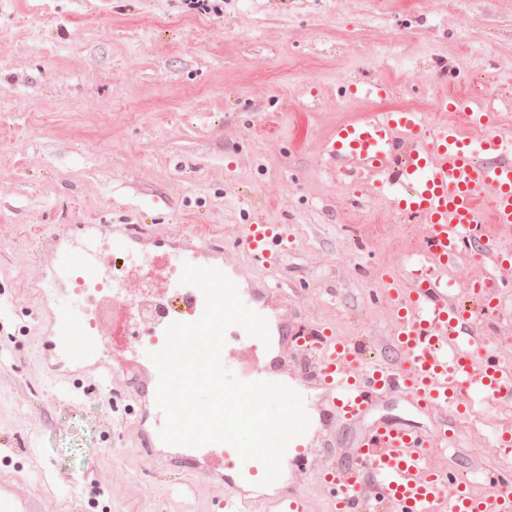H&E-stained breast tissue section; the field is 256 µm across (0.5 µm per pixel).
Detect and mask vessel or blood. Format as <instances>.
Segmentation results:
<instances>
[{
    "label": "vessel or blood",
    "instance_id": "1",
    "mask_svg": "<svg viewBox=\"0 0 512 512\" xmlns=\"http://www.w3.org/2000/svg\"><path fill=\"white\" fill-rule=\"evenodd\" d=\"M325 153L341 177L363 172L375 178L378 190L393 191L398 208L421 218L429 234L422 258L391 282L398 322L384 345L397 352L399 363L378 361L372 344L337 339L292 316L285 321L289 350L279 366L299 365L326 391L325 417L355 420L384 396L400 391L416 408L441 420L429 433L393 423L375 425L349 449L350 466L327 459L318 477L333 497L336 512H512L511 484L499 483L495 494L477 496L456 475L432 470L425 462L427 449L447 447L448 411L463 406V386L495 399H512V370L493 356H481L485 338L476 321L477 313L508 315L512 306L495 302L485 289L469 299L452 297L447 282L448 263L467 238L479 242L480 254L498 267L501 280L512 279V255L482 242L480 233L485 224L512 230V140L488 135L477 152L457 127L431 129L421 113L400 109L337 126ZM63 236L71 247L49 250L45 260L57 284L73 276L87 286L99 284L110 273L106 260L126 258L130 242L144 257L166 247L191 265L210 251L203 241L181 236L161 240L109 224L71 226ZM287 238V225L249 224L241 243L256 263L271 267ZM204 305L198 288L182 286L162 301L142 299L138 309L146 324L164 329L174 322L198 320ZM44 350L45 368L57 379L66 377L54 361L59 352L66 363L87 367L101 381L112 379L106 338L88 331L83 307L47 311ZM251 356L246 347L234 355L223 354L222 363L235 369L241 380H267L266 369L250 366ZM185 461L201 469L205 480L217 483L223 480L225 466H237L248 476L264 473L258 461L241 462L227 444L191 449ZM265 509L310 512L300 492L267 499Z\"/></svg>",
    "mask_w": 512,
    "mask_h": 512
}]
</instances>
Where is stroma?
<instances>
[{"label":"stroma","mask_w":512,"mask_h":512,"mask_svg":"<svg viewBox=\"0 0 512 512\" xmlns=\"http://www.w3.org/2000/svg\"><path fill=\"white\" fill-rule=\"evenodd\" d=\"M508 62L512 0H210L203 13L185 0H0V494L47 512H219L225 496L185 467L181 449L143 446L154 420L135 394L137 373L117 369L105 386L45 372L39 238L72 224L197 236L222 252L237 288L287 280L296 316L345 338L390 335L389 277L415 259L428 228L337 176L326 141L383 110L439 125L445 98L482 103L512 138ZM355 81L384 82L388 94L355 96ZM246 224L290 226L275 269L239 243ZM180 275L161 249L125 261L122 305L108 285L59 301L94 305L110 346L146 348L154 339L137 305ZM497 278L463 255L448 289L467 294ZM468 397L471 411L448 418L455 446L429 449L427 464L483 493L489 471L512 469L497 447L512 402L473 388ZM382 421L438 425L392 393L337 421L330 452ZM239 486L256 505L301 491L311 512H332L316 471L292 458L272 487Z\"/></svg>","instance_id":"obj_1"}]
</instances>
